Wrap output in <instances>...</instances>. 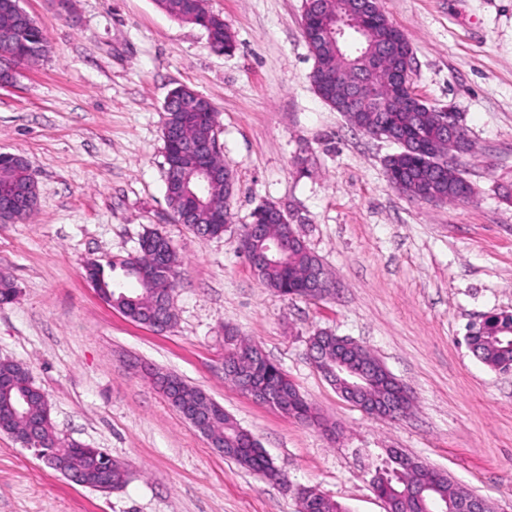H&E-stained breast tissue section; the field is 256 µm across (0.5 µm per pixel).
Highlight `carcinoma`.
Instances as JSON below:
<instances>
[{
  "instance_id": "1",
  "label": "carcinoma",
  "mask_w": 512,
  "mask_h": 512,
  "mask_svg": "<svg viewBox=\"0 0 512 512\" xmlns=\"http://www.w3.org/2000/svg\"><path fill=\"white\" fill-rule=\"evenodd\" d=\"M18 0H0V30L8 27L17 43L31 47L24 58L11 56L8 47L0 45V73L18 70L27 66L50 50L42 28L37 24L28 27L17 26L11 19ZM181 0H154L158 8L178 21H185L204 28L208 34L210 48L218 53L235 50L236 42L230 28L220 16L199 6L192 18H183ZM323 14L321 22L334 26L338 15L352 10L354 0H321ZM379 27H370L363 33L351 31L344 38L323 40L308 45L314 65H322L334 76L332 86L320 85L315 73L309 78L319 97L336 111H342L340 96L346 88L358 82L365 67L364 52L373 49L382 39ZM399 67L395 59H382L373 81L360 94L358 105L345 112L348 122L355 128L370 135H381L397 143L398 151L385 159V173L388 182L411 199L430 202H464L473 195L469 181L459 168L442 167L435 162V156H423L422 145H431L442 153L448 151V137L444 134L440 112L430 105L416 112H406L394 104L389 112L375 111V102L390 99L389 72ZM213 136L208 122H189L184 128L183 143L205 141ZM34 180L24 157L17 154L0 153V193L6 189L23 185ZM233 183L227 180L214 182L208 191L210 205L228 210ZM165 195L174 221H180L183 202L176 186L168 182ZM203 227L209 237L224 235V225L208 223V210L202 209L195 216L191 229ZM287 225L278 221L260 225L258 237L252 249L260 250L267 239L287 235ZM164 240L161 249H141V253L114 260L105 265L90 261L86 273L93 279L96 291L107 302L114 304L132 321L141 325L166 330L174 324L172 303L163 308L158 306L159 294L172 292L180 280V261L171 241L157 230H149L142 241ZM317 259L305 243L296 242L288 249L287 257L274 263H267L258 270L261 283L283 297H302L300 285L311 274V267ZM17 295L16 285L10 275L0 273V304L12 302ZM318 348L317 365L320 371L336 367V335L331 331H319L310 337ZM472 353L490 368L504 369L512 364V314H498L472 329L469 334ZM253 343L231 329L224 331L225 376L239 386L253 367ZM282 407L288 415L305 423L316 420L314 408L299 392L294 383H285L275 389ZM194 402L201 413L199 432L208 438L224 443L226 448L246 449L245 459H235L241 467L265 477H274L277 470L259 442L247 430L240 427L224 408L212 399H203L202 391L180 381V390L168 394V402ZM0 425L19 435L22 442L33 436L40 445L41 456L55 468L61 460L65 464V477L89 485L102 480L96 455L105 454L101 448H86L66 440L54 431L50 407L37 395L28 370L15 362L0 361ZM408 465L399 466L385 461L375 467L372 488L376 496L390 504L391 512H436L435 503L457 504L470 492L457 485L450 477L430 468L422 470L415 460L407 459ZM130 478L126 463L112 461L109 490L125 486ZM301 512H345L335 501L321 492L306 488L299 493Z\"/></svg>"
}]
</instances>
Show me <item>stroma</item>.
<instances>
[{
  "label": "stroma",
  "mask_w": 512,
  "mask_h": 512,
  "mask_svg": "<svg viewBox=\"0 0 512 512\" xmlns=\"http://www.w3.org/2000/svg\"><path fill=\"white\" fill-rule=\"evenodd\" d=\"M51 54L0 86V153L35 174V214L0 224V360L25 366L56 433L128 464L110 492L68 481L0 433V512H298L315 487L348 512H385L370 466L397 448L512 512V371L464 336L512 313V0H381L413 55V87L454 112L472 146L465 203L409 200L386 178L396 144L365 135L316 94L303 0H205L236 39L214 53L201 27L153 0H21ZM186 85L218 112L234 176L229 227L197 237L165 199L168 92ZM277 204L336 283L322 301L265 288L235 249L261 203ZM174 244L182 276L166 332L107 305L86 264L137 254L146 230ZM259 345L319 413L307 425L224 379V328ZM366 347L411 391L396 421L344 401L308 339ZM201 389L265 449L281 480L220 455L164 399L156 373Z\"/></svg>",
  "instance_id": "1"
}]
</instances>
